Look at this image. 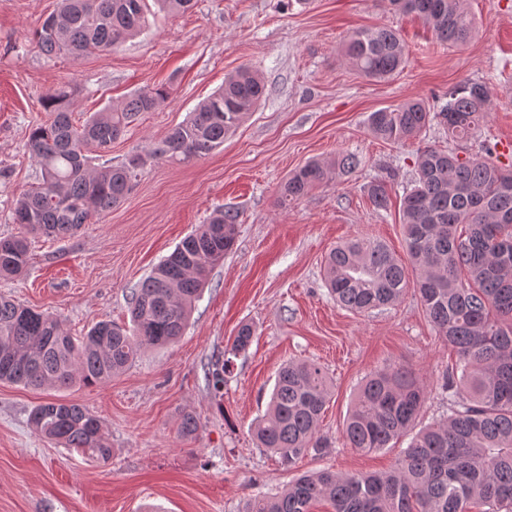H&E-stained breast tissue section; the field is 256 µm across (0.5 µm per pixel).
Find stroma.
<instances>
[{
    "label": "stroma",
    "instance_id": "1",
    "mask_svg": "<svg viewBox=\"0 0 512 512\" xmlns=\"http://www.w3.org/2000/svg\"><path fill=\"white\" fill-rule=\"evenodd\" d=\"M55 7L56 0H0V237L23 233L13 208L37 172L24 143L47 118L39 101L48 90L76 87V110L89 113L137 91L169 89L167 101L113 142L105 157L115 163L149 150L241 67L263 76L267 94L208 156L151 163L121 205L72 236H30L26 272L0 279V295L57 316L81 336L103 320L126 323L134 289L215 210L239 214L236 244L211 271L176 342L141 351L99 385L55 391L0 382V512H241L301 471L391 468L399 448L363 454L345 442L359 385L383 368L409 369L429 390L419 424L440 421L448 415L441 384L456 354L414 291L368 313L337 306L323 285V261L353 238L382 241L406 261L398 205L416 177L419 149L512 162V0H471L476 33L455 48L387 0H195L187 12L151 17L142 35L114 51L76 59L46 55L32 39ZM378 26L396 29L408 50L407 66L387 80L361 75L341 57L352 31ZM466 81L487 83L493 94L470 138L450 140L435 123L401 144L371 134V112L411 98L443 103ZM349 153L361 161L357 170L281 202L291 171ZM378 180L387 183L385 210L368 192ZM246 322L253 342L214 388L209 372ZM289 360L316 362L332 381L319 426L331 446L291 468L249 432ZM54 400L100 418L112 439L108 464L32 430L31 409ZM186 414L199 425L191 437L181 433Z\"/></svg>",
    "mask_w": 512,
    "mask_h": 512
}]
</instances>
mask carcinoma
I'll use <instances>...</instances> for the list:
<instances>
[{
  "instance_id": "1",
  "label": "carcinoma",
  "mask_w": 512,
  "mask_h": 512,
  "mask_svg": "<svg viewBox=\"0 0 512 512\" xmlns=\"http://www.w3.org/2000/svg\"><path fill=\"white\" fill-rule=\"evenodd\" d=\"M184 13L193 0H58L57 8L34 32L47 55L79 57L111 51L142 34L148 2ZM400 14L414 15L450 47L475 33L467 0H389ZM344 59L367 77L385 79L402 71L407 49L388 27L353 31ZM266 86L256 71L242 67L201 100L188 118L151 150L114 164L92 163L88 150L106 151L143 112L169 97L166 88L131 94L74 124L75 89L47 92L40 105L48 120L31 129L27 150L39 166L37 186L16 200L13 219L46 238L73 235L93 216L119 205L150 160L186 162L202 158L255 112ZM491 103L485 82H466L448 93V103L430 108L416 98L372 112L370 131L390 143L419 137L432 122L448 138L473 135ZM353 156L334 163L310 160L295 169L281 188L297 200L332 180L335 170L350 172ZM379 209L388 207L387 185H370ZM401 224L411 269L376 240L352 239L332 248L324 260V282L336 304L356 313L398 302L413 285L438 335L457 352L443 390L448 417L417 432L385 472H305L278 494L259 495L243 512H313L321 501L332 512H512V166L482 155L425 147L416 158L413 186L401 198ZM239 215L219 209L209 223L185 237L135 289L130 324L100 321L80 339L61 321L0 296V381L36 389L93 385L123 371L142 350L163 346L183 333L192 304L213 267L237 239ZM24 236L0 238V279L21 275L28 266ZM252 324L240 326L224 366L212 372L224 385L231 357L246 352ZM331 395L321 366L290 361L277 373L267 410L252 437L257 447L290 467L327 448L319 423ZM427 395L416 374L391 368L372 374L360 387L344 428L350 448L378 452L408 432ZM34 431L83 457L108 462L112 443L101 420L85 407L48 401L29 415Z\"/></svg>"
}]
</instances>
